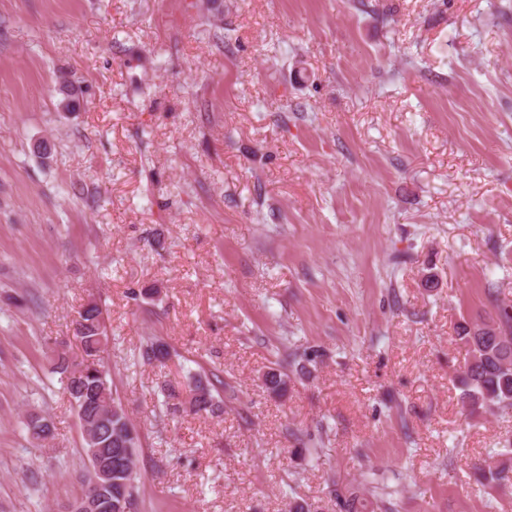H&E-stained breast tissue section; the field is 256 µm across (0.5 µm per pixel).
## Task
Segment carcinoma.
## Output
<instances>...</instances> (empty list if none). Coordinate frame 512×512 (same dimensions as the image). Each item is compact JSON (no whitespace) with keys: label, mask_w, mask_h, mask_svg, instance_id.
<instances>
[{"label":"carcinoma","mask_w":512,"mask_h":512,"mask_svg":"<svg viewBox=\"0 0 512 512\" xmlns=\"http://www.w3.org/2000/svg\"><path fill=\"white\" fill-rule=\"evenodd\" d=\"M459 339L467 348L464 370L459 377L461 400L470 413H485L494 409H512V314L503 311L496 321L463 320L459 324ZM78 338L84 358L92 360L84 372L72 370L74 360L65 350L54 351L49 357L52 371L60 375L64 391L72 397L78 409L83 429V449L91 464V478H99L94 462L112 472V501L123 502L133 509L135 498L136 458L138 437L120 399L112 391L104 367L97 357L107 350L109 336L95 303L80 313ZM170 356L167 345L150 342L141 350L147 363H164ZM267 388L275 394L287 391L288 380L282 373L271 371L265 376ZM188 403L196 413L212 416L224 413V401L214 394L215 385L193 375L187 382ZM32 438L46 441L53 437L54 426L44 417L35 415L25 422ZM336 486V505L339 512H361L366 508L360 496L345 487Z\"/></svg>","instance_id":"obj_1"}]
</instances>
